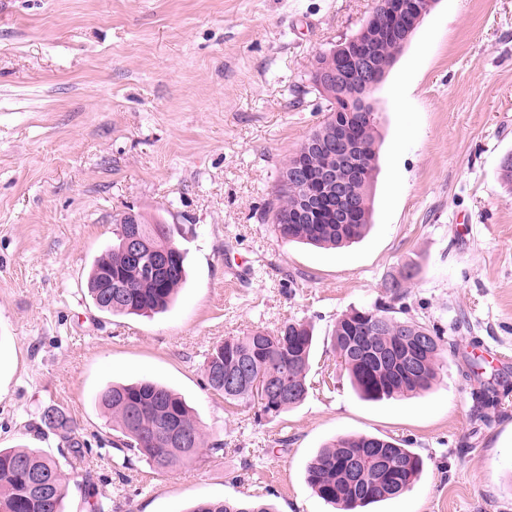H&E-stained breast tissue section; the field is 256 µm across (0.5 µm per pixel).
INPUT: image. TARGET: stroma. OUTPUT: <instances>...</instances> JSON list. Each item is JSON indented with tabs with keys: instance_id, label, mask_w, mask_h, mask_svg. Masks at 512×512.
<instances>
[{
	"instance_id": "35a3bbf8",
	"label": "stroma",
	"mask_w": 512,
	"mask_h": 512,
	"mask_svg": "<svg viewBox=\"0 0 512 512\" xmlns=\"http://www.w3.org/2000/svg\"><path fill=\"white\" fill-rule=\"evenodd\" d=\"M374 0H0V448L57 457L66 512L93 481L112 512H188L260 495L279 512H333L306 464L348 434L404 441L424 461L375 512H512V0H438L372 93L379 116L373 225L325 250L263 219L281 164L326 117L308 91L315 55L355 34ZM134 209L193 226L187 282L150 317L95 308L85 283ZM451 342L423 394L367 402L330 347L338 316L391 301ZM305 321L316 338L300 406L259 425L206 385L227 336ZM501 403L482 422L466 373L482 350ZM182 395L218 457L160 474L116 472L95 400L115 383ZM62 408L86 446L61 453L38 415Z\"/></svg>"
}]
</instances>
